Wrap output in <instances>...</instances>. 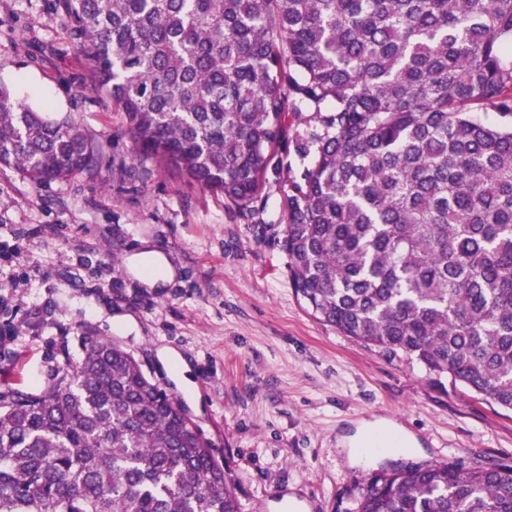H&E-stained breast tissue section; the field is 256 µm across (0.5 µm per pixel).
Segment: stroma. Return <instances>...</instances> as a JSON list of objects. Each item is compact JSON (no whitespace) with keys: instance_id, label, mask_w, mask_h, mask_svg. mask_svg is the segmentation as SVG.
Wrapping results in <instances>:
<instances>
[{"instance_id":"stroma-1","label":"stroma","mask_w":512,"mask_h":512,"mask_svg":"<svg viewBox=\"0 0 512 512\" xmlns=\"http://www.w3.org/2000/svg\"><path fill=\"white\" fill-rule=\"evenodd\" d=\"M0 80L34 109L78 114L102 149L93 173L42 188L0 166V369L15 386L41 389L84 330L112 339L231 469L241 512H354L381 470L512 465V411L311 316L285 254L222 196L159 162L120 167L124 115L54 0H0ZM147 250L172 278L149 282ZM375 418L418 452L352 462L348 436Z\"/></svg>"}]
</instances>
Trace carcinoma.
Returning a JSON list of instances; mask_svg holds the SVG:
<instances>
[{
    "label": "carcinoma",
    "mask_w": 512,
    "mask_h": 512,
    "mask_svg": "<svg viewBox=\"0 0 512 512\" xmlns=\"http://www.w3.org/2000/svg\"><path fill=\"white\" fill-rule=\"evenodd\" d=\"M57 2L130 162L172 165L247 218L274 175L313 316L512 409V0ZM99 162L78 115L0 81L1 166L41 186ZM81 349L40 391L0 386V512H241L135 357L92 331ZM355 512H512V466L376 473Z\"/></svg>",
    "instance_id": "obj_1"
}]
</instances>
